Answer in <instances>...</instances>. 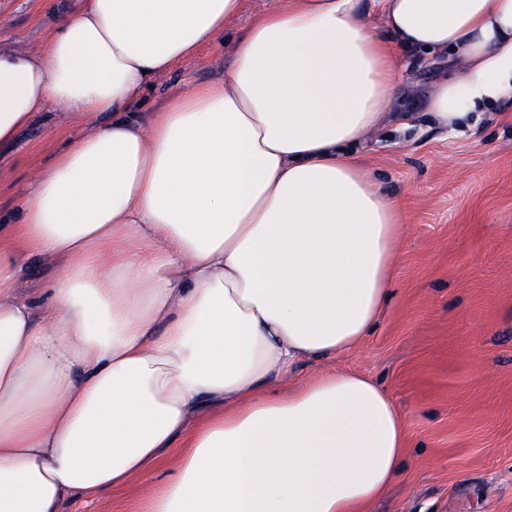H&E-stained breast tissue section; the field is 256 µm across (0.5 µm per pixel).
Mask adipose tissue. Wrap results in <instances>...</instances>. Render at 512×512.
Segmentation results:
<instances>
[{
	"instance_id": "adipose-tissue-1",
	"label": "adipose tissue",
	"mask_w": 512,
	"mask_h": 512,
	"mask_svg": "<svg viewBox=\"0 0 512 512\" xmlns=\"http://www.w3.org/2000/svg\"><path fill=\"white\" fill-rule=\"evenodd\" d=\"M76 0L0 43V145L54 107L86 129L0 224V512H62L180 451L144 512H365L402 470L393 396L301 364L358 348L391 293L403 211L358 149L403 54H457L429 94L458 131L512 99V0ZM222 82L133 111L201 46ZM57 274L21 289L26 256ZM272 1L270 0H244L243 9L239 17L231 25L226 33L228 38H236L244 35L249 29L254 18L266 10Z\"/></svg>"
}]
</instances>
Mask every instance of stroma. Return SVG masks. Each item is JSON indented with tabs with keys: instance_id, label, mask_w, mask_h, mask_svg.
<instances>
[{
	"instance_id": "stroma-1",
	"label": "stroma",
	"mask_w": 512,
	"mask_h": 512,
	"mask_svg": "<svg viewBox=\"0 0 512 512\" xmlns=\"http://www.w3.org/2000/svg\"><path fill=\"white\" fill-rule=\"evenodd\" d=\"M74 0H0V42L36 48ZM224 49L201 47L136 109L153 112L192 85L223 80ZM447 57L401 60L410 127L389 124L359 149L366 166L406 202L392 297L375 329L339 367L391 393L407 463L369 512H512V101L474 128L427 127L428 92L450 74ZM78 123L38 113L0 147V216L48 167ZM165 471L134 476L98 500L62 512H142Z\"/></svg>"
}]
</instances>
